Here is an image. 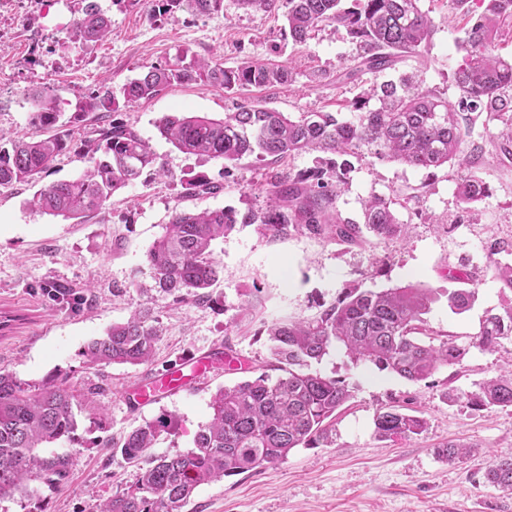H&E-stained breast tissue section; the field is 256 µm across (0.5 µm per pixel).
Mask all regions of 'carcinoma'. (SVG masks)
I'll list each match as a JSON object with an SVG mask.
<instances>
[{"label": "carcinoma", "instance_id": "1", "mask_svg": "<svg viewBox=\"0 0 512 512\" xmlns=\"http://www.w3.org/2000/svg\"><path fill=\"white\" fill-rule=\"evenodd\" d=\"M73 19L69 38L93 42L109 32L108 19L94 0ZM158 14L178 11L207 14L223 0H156ZM472 0H452L465 37L462 63L452 80L460 93L457 106L448 105L440 91L424 86L418 75L372 82L352 104V112H300L296 115L258 106H240L224 118L166 116L159 131L181 152L235 165L246 156L267 168L261 187L265 206L240 214L234 210L201 213L177 211L164 233L150 247L147 258L154 270L155 287L181 302L209 300L208 289L219 275L212 257L213 242L237 226L257 225L274 238L293 232L345 244H359L370 234L378 239H399L408 225L400 222L394 202L372 196L364 203L362 222L341 216L338 193L344 184L347 162L318 163L304 171H285L288 160L306 152L336 157L367 153L372 157L414 169L440 168L468 155L456 183L460 202L469 207L492 193L480 175L484 145L471 140L472 127L484 117L485 133L500 162L512 160V58L494 52L495 41L512 30V0H482L484 12L473 18ZM288 33L305 42L323 24L346 30L356 44L353 65L337 76L356 82L366 74L395 69L405 56L418 55L429 46L437 26L419 0H286ZM285 66L245 61L235 68L218 62L152 65L124 84L119 92L104 86L76 105L82 116L104 118L141 99H150L175 84L198 79L228 91L266 88L288 82ZM376 106L369 107L370 101ZM30 124L47 132L12 138L0 131V189L32 183L53 168L62 155L75 151L92 165L73 180L42 186L33 203L42 212L65 219L99 213L118 190L138 179L147 168L164 172L148 144L128 124L110 121L97 125L95 137L76 139L56 131L60 113L53 98L34 96ZM183 196L210 194L218 189L204 173L182 179ZM512 252V243H496L487 259L500 288L512 293V264L497 255ZM448 281L460 288H430L408 283L374 291L345 288L336 302L310 320H279L267 326L273 362L282 375L262 371L212 396L213 417L199 427L193 447L173 455L148 458L171 424L148 422L131 430L121 442L124 460L138 467L139 477L128 489L112 495L99 512H183L201 485L220 481L287 459L294 448H330L336 444V416L352 398V387L336 376L309 371L332 347L342 349L351 362L412 382L425 381L443 367L462 362L467 349L450 339H437L425 315L440 296H447L455 314L469 310L477 299L472 274L448 271ZM159 330L147 310L115 323L106 335L90 341L82 356L90 365H141L151 360ZM512 339V300L482 323L472 346L493 352ZM445 400L471 410L512 408V369L485 379L471 392L444 391ZM87 405V396L75 395L66 381L50 376L27 383L0 370V498L26 494L30 483L60 484L70 471V457L42 454V449L63 438L75 440L78 423L74 408ZM376 436L396 441L426 431L418 411L385 405L374 416ZM467 446L450 440L436 449L448 463L458 461ZM486 481L512 493V455L497 456Z\"/></svg>", "mask_w": 512, "mask_h": 512}]
</instances>
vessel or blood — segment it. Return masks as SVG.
Returning <instances> with one entry per match:
<instances>
[{
    "instance_id": "b4317fda",
    "label": "vessel or blood",
    "mask_w": 512,
    "mask_h": 512,
    "mask_svg": "<svg viewBox=\"0 0 512 512\" xmlns=\"http://www.w3.org/2000/svg\"><path fill=\"white\" fill-rule=\"evenodd\" d=\"M211 371V356L193 355L184 358L161 376L138 383L124 394L123 401L131 409L160 402L173 395L198 389Z\"/></svg>"
}]
</instances>
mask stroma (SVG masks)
I'll return each mask as SVG.
<instances>
[{
	"label": "stroma",
	"instance_id": "obj_1",
	"mask_svg": "<svg viewBox=\"0 0 512 512\" xmlns=\"http://www.w3.org/2000/svg\"><path fill=\"white\" fill-rule=\"evenodd\" d=\"M111 22L103 40L78 44L67 31L74 18L72 0H33L0 17V130L30 136L32 96L51 95L64 129L86 137L94 121L75 106L101 84L120 89L148 65L178 61H217L226 67L244 60L285 65L290 82L270 89L250 87L229 93L197 80L117 111L149 144L165 175L155 170L117 191L100 213L84 223L53 217L30 206L37 190L18 184L0 190V313L14 315L0 330V370L38 382L62 374L71 388L95 389L103 414L93 422L77 414L78 442L57 441L51 452L71 458L63 484L38 486L36 493L0 500V512H97L112 495L133 485L136 467L110 448L139 425L174 415L152 455L176 454L192 446L198 427L212 417L218 387L234 385L241 372L221 367L196 391L127 410L124 391L161 374L177 360L230 344L250 367L271 362L264 326L275 320L317 315L342 289H383L417 282L447 287L445 274L465 268L477 281L478 299L467 312L449 311L446 299L432 304L430 326L451 336L468 353L461 365L441 368L413 383L389 372L353 364L331 348L314 371L345 378L354 396L336 418V444L296 448L276 466L200 486L186 512H512V496L484 481L492 460L512 454V408L472 411L446 401V389L474 390L477 383L512 363V340L495 352L473 348L488 311L499 310L504 295L487 269L486 255L500 240L512 241V165L488 156L482 172L492 194L465 209L456 193L455 168L434 173L370 156L349 160L337 208L346 218L362 217L363 204L378 195L395 203L408 224L406 239H368L339 244L307 234L274 239L255 227L239 226L213 244L220 273L204 304L176 302L154 289L149 247L163 233L176 209L192 212L261 208L258 187L265 170L255 157L232 167L180 152L162 136L158 124L168 115L207 114L215 118L239 106H259L297 114L337 111L361 91L338 82L350 65L355 45L344 28L325 24L302 44L284 31L283 11L247 10L237 0L203 15L177 12L153 17L152 0H96ZM437 31L427 51L397 64L396 74H420L425 86L456 103L452 73L464 56L463 33L451 0H420ZM206 173L215 193L183 199L181 180L189 171ZM149 309L159 326L152 359L138 366L87 365L84 346L113 323ZM420 411L428 421L421 435L396 442L378 440L373 418L389 402ZM451 440L469 446L457 463L442 461L437 448Z\"/></svg>",
	"mask_w": 512,
	"mask_h": 512
}]
</instances>
